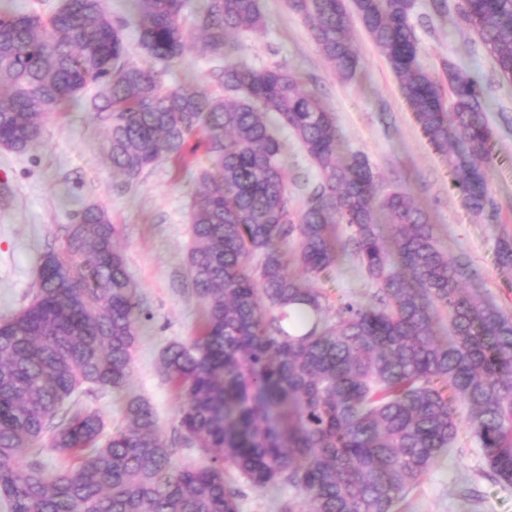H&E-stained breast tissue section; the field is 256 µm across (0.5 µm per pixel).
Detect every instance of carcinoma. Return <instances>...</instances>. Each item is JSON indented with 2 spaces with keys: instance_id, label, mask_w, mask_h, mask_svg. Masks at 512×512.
<instances>
[{
  "instance_id": "carcinoma-1",
  "label": "carcinoma",
  "mask_w": 512,
  "mask_h": 512,
  "mask_svg": "<svg viewBox=\"0 0 512 512\" xmlns=\"http://www.w3.org/2000/svg\"><path fill=\"white\" fill-rule=\"evenodd\" d=\"M288 6L343 80L362 66L351 38V18L359 21L429 144L454 160L469 210L495 215L485 178L494 131L480 79L451 61L444 83L423 67L413 0ZM182 9L183 0H132L124 22L102 0H64L47 20L1 12L0 147L28 151L46 119L91 84L112 170L129 182L182 157L200 135L207 164L188 215L186 272L204 319L159 367L180 401L176 430L206 462L175 465L139 396H128L125 427L105 441L98 411L64 407L83 387L126 388L138 328L151 318L117 226L85 203L64 245L43 253L33 297L0 321V502L7 512H242L237 475L255 490H293L278 512L299 503L303 512H397L453 447L461 404L490 470L512 484V315L460 288L468 263L448 260L408 191L380 190L365 154H339L335 114L298 72L232 61L231 34L265 28L260 0H202L195 11L202 51L224 57L213 71L222 97L165 89L151 67L126 59L130 24L147 58L179 59ZM454 9L499 81L512 84V0H457ZM275 122L318 173L298 209ZM344 255L376 285L374 303L334 308L314 286ZM496 262L512 270L511 237ZM442 315L444 342L433 333ZM46 448L74 465L46 470Z\"/></svg>"
}]
</instances>
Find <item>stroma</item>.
I'll use <instances>...</instances> for the list:
<instances>
[{
  "label": "stroma",
  "instance_id": "stroma-1",
  "mask_svg": "<svg viewBox=\"0 0 512 512\" xmlns=\"http://www.w3.org/2000/svg\"><path fill=\"white\" fill-rule=\"evenodd\" d=\"M264 33L243 32L241 61L282 65L299 72L307 89L318 93L336 116L344 149L368 156L383 186L413 196L435 227L449 258L469 260L476 276L468 290L512 313V281L496 263L498 239L512 234V84L500 83L494 63L475 34L459 28L454 13L436 14L432 0H416L411 24L421 61L433 73L452 60L483 77L487 118L495 131V156L486 172L499 206L495 219L475 216L453 182L452 163L435 152L413 119L399 83L360 25L352 41L363 62L357 79L339 78L320 54L303 18L287 0H260ZM188 48L181 59L157 65L168 88L190 85L213 95L224 89L212 77L219 60L198 48L199 33L185 20ZM107 129L85 104L53 114L40 141L18 154L0 148V320L31 298L47 246H62L64 228L82 203L103 206L119 228L128 270L140 300L152 315L141 327L127 392L80 390L81 405L99 411L106 432L125 426L127 394L152 405L164 438L173 439L179 402L159 369L171 343L192 336L201 322V304L187 279L185 255L190 242L189 207L197 190V166L165 159L147 168L135 182L114 174L106 155ZM294 205H301L316 170L287 131H278ZM330 302L370 303L376 288L350 259L339 260L326 279L317 281ZM401 512H512V485L491 476L481 448L468 427H461L450 453L401 504Z\"/></svg>",
  "mask_w": 512,
  "mask_h": 512
}]
</instances>
